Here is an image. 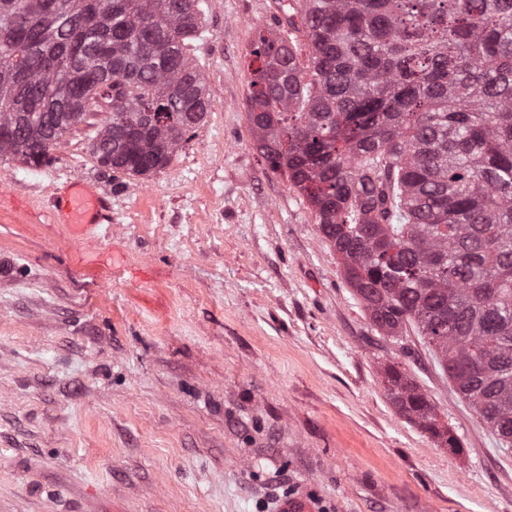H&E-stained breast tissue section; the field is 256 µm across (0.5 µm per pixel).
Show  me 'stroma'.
Masks as SVG:
<instances>
[{
  "mask_svg": "<svg viewBox=\"0 0 512 512\" xmlns=\"http://www.w3.org/2000/svg\"><path fill=\"white\" fill-rule=\"evenodd\" d=\"M279 0H207L209 109L150 177L101 168L99 103L49 164L0 160V512H512V447L415 331L373 325L316 213L271 170L248 98ZM97 191L112 239L56 205ZM398 365L459 454L397 412ZM275 512H318L319 507L304 495L280 497L274 502Z\"/></svg>",
  "mask_w": 512,
  "mask_h": 512,
  "instance_id": "35a3bbf8",
  "label": "stroma"
}]
</instances>
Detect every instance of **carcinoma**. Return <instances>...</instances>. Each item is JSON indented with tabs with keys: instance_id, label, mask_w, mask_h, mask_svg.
<instances>
[{
	"instance_id": "1",
	"label": "carcinoma",
	"mask_w": 512,
	"mask_h": 512,
	"mask_svg": "<svg viewBox=\"0 0 512 512\" xmlns=\"http://www.w3.org/2000/svg\"><path fill=\"white\" fill-rule=\"evenodd\" d=\"M204 0H0V159L32 167L87 110L112 172L165 168L204 119L188 56ZM250 55L251 121L341 256L374 326L414 327L457 392L512 445V0H289ZM400 415L455 454L458 436L396 365Z\"/></svg>"
}]
</instances>
